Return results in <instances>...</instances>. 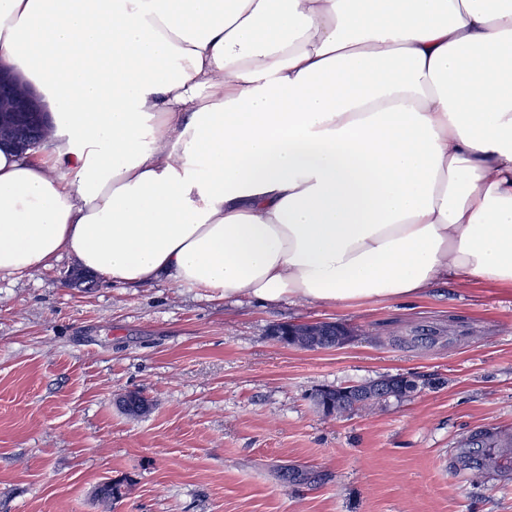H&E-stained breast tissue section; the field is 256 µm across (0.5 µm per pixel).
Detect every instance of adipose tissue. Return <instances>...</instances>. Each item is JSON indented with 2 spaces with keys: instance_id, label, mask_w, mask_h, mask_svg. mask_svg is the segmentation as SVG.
Returning a JSON list of instances; mask_svg holds the SVG:
<instances>
[{
  "instance_id": "obj_1",
  "label": "adipose tissue",
  "mask_w": 512,
  "mask_h": 512,
  "mask_svg": "<svg viewBox=\"0 0 512 512\" xmlns=\"http://www.w3.org/2000/svg\"><path fill=\"white\" fill-rule=\"evenodd\" d=\"M0 64L58 118L0 151V276L512 288V0H0Z\"/></svg>"
}]
</instances>
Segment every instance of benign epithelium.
<instances>
[{"mask_svg":"<svg viewBox=\"0 0 512 512\" xmlns=\"http://www.w3.org/2000/svg\"><path fill=\"white\" fill-rule=\"evenodd\" d=\"M52 129V121L45 118L35 93L0 67V148H11L26 155L46 140ZM273 336L283 344L310 351L321 350L327 345L337 348L350 340L342 325L326 321L281 324L274 329ZM389 383L388 387L375 389L362 384L322 388L313 400L323 413L335 416L342 408L366 395L382 401L394 390L406 394L414 388L410 379L403 375L393 377Z\"/></svg>","mask_w":512,"mask_h":512,"instance_id":"benign-epithelium-1","label":"benign epithelium"}]
</instances>
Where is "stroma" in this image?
I'll return each mask as SVG.
<instances>
[{
    "label": "stroma",
    "mask_w": 512,
    "mask_h": 512,
    "mask_svg": "<svg viewBox=\"0 0 512 512\" xmlns=\"http://www.w3.org/2000/svg\"><path fill=\"white\" fill-rule=\"evenodd\" d=\"M64 255L0 277V512H512V288L439 283L415 301L265 306L165 281L75 284ZM335 321L307 351L274 326ZM404 375L372 410L311 395ZM142 392L149 412L117 404ZM498 439L481 479L463 455ZM130 483L131 479L128 477L113 480L109 479L101 483L96 490L98 505L104 509V511H111L112 504L122 497V488Z\"/></svg>",
    "instance_id": "35a3bbf8"
}]
</instances>
